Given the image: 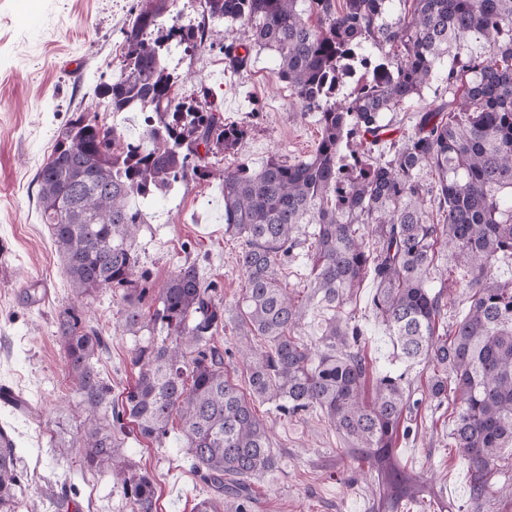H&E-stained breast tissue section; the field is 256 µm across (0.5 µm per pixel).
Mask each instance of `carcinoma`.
<instances>
[{
    "label": "carcinoma",
    "mask_w": 512,
    "mask_h": 512,
    "mask_svg": "<svg viewBox=\"0 0 512 512\" xmlns=\"http://www.w3.org/2000/svg\"><path fill=\"white\" fill-rule=\"evenodd\" d=\"M203 2L202 20L182 25L177 0H142L124 31V66L95 89L114 115H148L139 135L80 113L36 174L41 220L75 297L118 288L123 329L148 333L132 357L134 385L110 406L97 370L101 336L79 306L60 314L58 336L84 410L112 418L62 452L81 454L90 469H111L130 512H154V483L117 455L118 436L130 424L160 444L177 419L191 468L212 490L194 512H249L252 479L279 468L254 410L260 399L288 418L320 411L346 453L370 467L383 462L410 393L400 376L369 379L351 305L370 277L373 311L395 357L432 367L431 398L454 395L450 439L473 475L472 512H481L489 479L512 449V278L496 275L512 256V0ZM469 39L482 52L463 61ZM208 41L222 43L232 72L245 69L256 48L274 52L280 79L321 127L305 159L275 155L258 168L242 162L219 173L224 233L241 240L237 316L246 335L264 341L233 351L215 342L224 304L196 263L180 266L153 295L137 271L144 217L132 201L213 177L211 159L245 134L224 123L207 88L177 92L183 77L168 67L171 49L192 52ZM356 74L354 92L340 97L343 78ZM436 81L448 100L417 113L413 133L372 156L384 141L383 113ZM441 246L466 270L470 290L469 307L443 333L446 303L434 290L447 278L436 265ZM301 255L310 272L298 300L279 272ZM311 306L328 312L314 347L298 335ZM237 357L246 363L247 393L230 375ZM19 481L15 444L0 428V512H17ZM389 483L393 503L410 494L401 470Z\"/></svg>",
    "instance_id": "1"
}]
</instances>
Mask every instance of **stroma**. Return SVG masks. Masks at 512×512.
Listing matches in <instances>:
<instances>
[{"mask_svg":"<svg viewBox=\"0 0 512 512\" xmlns=\"http://www.w3.org/2000/svg\"><path fill=\"white\" fill-rule=\"evenodd\" d=\"M138 4L0 0V427L12 437L20 458L18 512H53L52 502L62 493L70 499L69 512H129L110 471L89 469L79 456L64 460L57 453L60 442L80 437L95 424L77 407L57 335V316L74 298L40 220L34 178L73 113L134 132L136 121L103 111L93 90L119 74L123 30ZM168 64L187 78L183 95L206 86L225 123L249 128L235 152L217 156L216 169L242 161L257 168L271 156L301 158L316 148L317 117L302 113L278 75L273 52L253 53L249 67L237 73L225 69L220 48L209 45L189 53L175 50ZM142 211L138 269L147 273L149 287L161 288L178 266L196 263L217 282L226 309L216 342L235 346L243 336L234 312L244 285L237 263L241 245L224 233L219 178L177 184L144 203ZM438 264L448 271L443 322L449 325L469 306L468 275L448 250H441ZM373 293L367 280L354 298L365 332L363 353L371 373L403 374L420 401L408 416L412 431L396 442L392 458L425 484V493L402 498L397 510H389L386 484L368 464L343 454L345 440L321 413L287 418L258 400L254 407L269 428L280 467L254 479L253 512H470V473L449 437L454 405L448 401L438 407L425 400L430 367L391 361V342L371 307ZM121 311L117 291L104 288L86 312L104 340L97 367L115 403L137 375L131 359L139 339L117 332ZM120 454L153 480L155 512H192L207 494L187 462L180 423L170 426L159 445L126 436Z\"/></svg>","mask_w":512,"mask_h":512,"instance_id":"35a3bbf8","label":"stroma"}]
</instances>
